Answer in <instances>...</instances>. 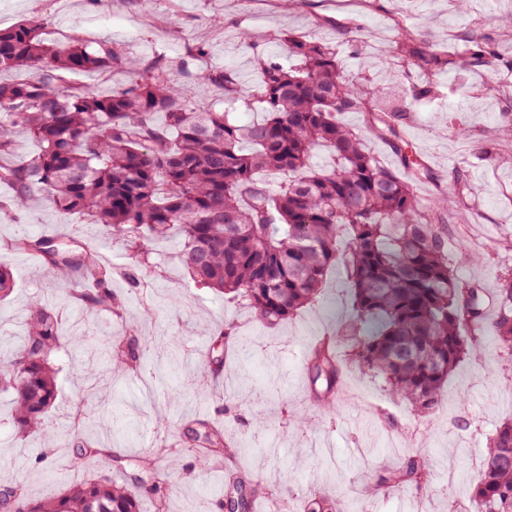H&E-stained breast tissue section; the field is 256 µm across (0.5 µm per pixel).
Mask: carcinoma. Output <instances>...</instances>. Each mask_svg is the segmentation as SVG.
<instances>
[{
    "mask_svg": "<svg viewBox=\"0 0 512 512\" xmlns=\"http://www.w3.org/2000/svg\"><path fill=\"white\" fill-rule=\"evenodd\" d=\"M45 25L33 17L0 29V74L37 72L27 81L0 80V159L12 155L19 132L38 146L19 164H0V184L13 191L0 210H20L44 193L58 209L83 215L125 241L136 266L146 263L154 241L174 237L179 263L196 282L245 303L269 328L316 302L330 270L344 266L349 331L362 339L344 359L325 338L306 363L310 389L324 409L333 408L355 363L382 375L395 399L422 415L434 412L444 403L448 376L481 350L490 306L502 368L512 370V269L491 293L460 282L448 258L447 234L435 220L455 203L461 173L448 176L446 189L425 205L411 183L382 165L365 136L384 141L413 180L435 179L407 141L399 114L388 108L387 88L344 74L331 43L273 36L290 63L257 57L249 87L228 67L203 72L200 79L220 87L225 103L240 101L260 113V119L241 123L226 109L192 104L159 63L143 66L112 47L91 50L79 39L48 44ZM434 40L424 33L398 45L396 59L427 80L396 85L395 96H433L430 77L448 66L460 75L480 68L496 78V55L477 41L449 58L432 50ZM115 67L134 75L128 87L102 94L62 84L67 73ZM346 112L362 113L365 131L343 123L339 115ZM159 113L161 125L154 121ZM319 150L329 153V166L313 163ZM262 172L281 176L276 188L259 177ZM8 247L37 258L51 277L78 279V299L87 308L123 313L112 292V268L100 263L94 249L78 252L24 228ZM14 287L11 270L0 265V301ZM67 344L96 347L112 372L141 368L146 359L129 332L67 335L60 309L32 298L23 335L0 336V393L12 395L18 438L35 437L45 448L58 440L42 425L58 395L53 356ZM223 447V435L208 421L195 423L180 444L184 451L204 448L212 455ZM78 448L77 460L94 464L97 477L45 501L15 485L0 508L140 512L146 496L157 512H167L170 489L156 480L158 463L170 454L167 445L136 458L89 444ZM112 472L125 483H115ZM429 473L420 458L383 482L420 488ZM471 505L473 512H512V420L488 439Z\"/></svg>",
    "mask_w": 512,
    "mask_h": 512,
    "instance_id": "carcinoma-1",
    "label": "carcinoma"
}]
</instances>
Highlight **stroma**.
Listing matches in <instances>:
<instances>
[{
	"instance_id": "obj_1",
	"label": "stroma",
	"mask_w": 512,
	"mask_h": 512,
	"mask_svg": "<svg viewBox=\"0 0 512 512\" xmlns=\"http://www.w3.org/2000/svg\"><path fill=\"white\" fill-rule=\"evenodd\" d=\"M32 16L46 19L44 37L50 44L76 37L144 63L163 58L169 78L189 90L192 102L217 105L223 92L200 83V71L229 66L251 82L256 52L278 55L270 38L279 33L324 38L335 46L345 73L379 82L389 77L379 63L380 51L394 49L402 35L432 30L438 35L436 50L445 54L465 49L462 35L469 27L448 0L369 5L295 0L288 9L281 0H0V28ZM485 80L481 71L459 80L442 72L434 79L435 97L395 98L391 105L404 119L409 143L435 175L415 183L421 200L431 199L452 172L463 174L460 197L445 218L448 251L459 280L490 291L512 268V122L503 114L501 97L476 96ZM21 226L36 236L70 238L77 250L95 247L112 269V290L124 302L125 315L84 310L69 299L74 281L47 278L37 261L10 251L7 244ZM177 247L173 240L154 242L148 265L135 270L142 285L133 288L125 243L85 217L57 210L42 195L21 211H0V263L16 283L0 306V328L8 334L19 332L28 299L35 295L61 305L66 323L92 333L119 331L139 306L153 311L136 324L141 346L152 353L149 376L108 374L84 349L60 353L59 394L43 420L46 429L61 434L59 446L49 451L54 472L30 463L37 444L15 440L9 399L0 397L1 484L23 485L36 499L52 498L91 474L77 464L74 440L103 441L137 456L145 446L171 441L193 420L210 418L224 429V459L204 467L184 455L176 467L160 465L156 478L172 489L169 512H225L233 474L246 489H262L268 512H304L316 496L328 498L338 512H405L411 503L422 512H472L469 495L481 475L488 436L512 418V391L492 327L483 331L480 353L467 356L449 377L447 403L435 414L417 416L411 405L389 394L380 376L355 366L344 381L346 396L323 412L309 396L305 362L312 345L325 336L337 342L342 356L353 348L344 268H333L318 301L266 329L247 306L196 283L179 265ZM474 253L481 255L480 263L471 262ZM228 324L233 331L224 342L234 348L225 365L230 382H199L208 333ZM106 388L115 407L131 419L125 435L112 436L100 425L74 429V422L97 413ZM175 390L182 396L173 401L169 394ZM297 409L308 414L307 424L290 420V411ZM274 442L284 445V453H269ZM416 456L425 458L431 471L422 489L401 483L367 494V486L404 469Z\"/></svg>"
}]
</instances>
